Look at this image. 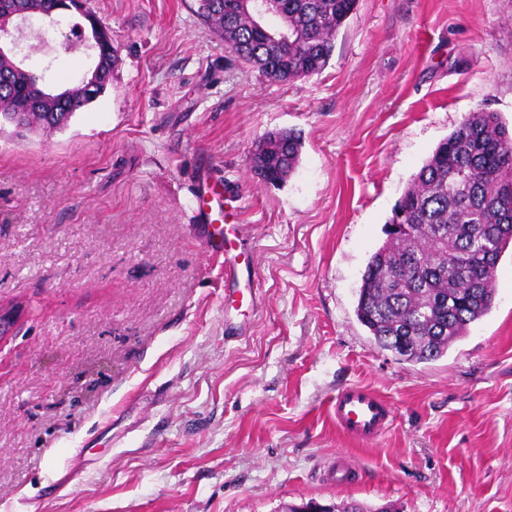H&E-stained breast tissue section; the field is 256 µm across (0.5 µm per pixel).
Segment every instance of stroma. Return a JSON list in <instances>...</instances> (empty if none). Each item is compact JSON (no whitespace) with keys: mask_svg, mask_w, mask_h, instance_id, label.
Listing matches in <instances>:
<instances>
[{"mask_svg":"<svg viewBox=\"0 0 512 512\" xmlns=\"http://www.w3.org/2000/svg\"><path fill=\"white\" fill-rule=\"evenodd\" d=\"M112 81L65 128L0 126V512H512V247L490 312L443 357L400 360L355 314L392 210L471 112L512 126V0H358L318 74L243 64L195 0H91ZM68 13L17 35L52 89L93 58ZM302 141L285 183L254 144ZM208 164L239 204L258 308L224 310L194 218ZM392 410L350 439L328 403ZM336 424L349 437L369 441L378 438L391 417L388 405L375 393L349 386L330 402Z\"/></svg>","mask_w":512,"mask_h":512,"instance_id":"stroma-1","label":"stroma"}]
</instances>
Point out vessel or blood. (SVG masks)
<instances>
[{
  "label": "vessel or blood",
  "instance_id": "vessel-or-blood-1",
  "mask_svg": "<svg viewBox=\"0 0 512 512\" xmlns=\"http://www.w3.org/2000/svg\"><path fill=\"white\" fill-rule=\"evenodd\" d=\"M194 201L197 220L208 226L207 246L213 254L223 257L225 282H234L241 273L237 255L239 245L228 241L222 228L214 224L215 217H232V200L225 197L222 183L205 170L195 184ZM330 408L342 431L360 441L378 438L391 417L384 400L360 386H349L339 391Z\"/></svg>",
  "mask_w": 512,
  "mask_h": 512
}]
</instances>
